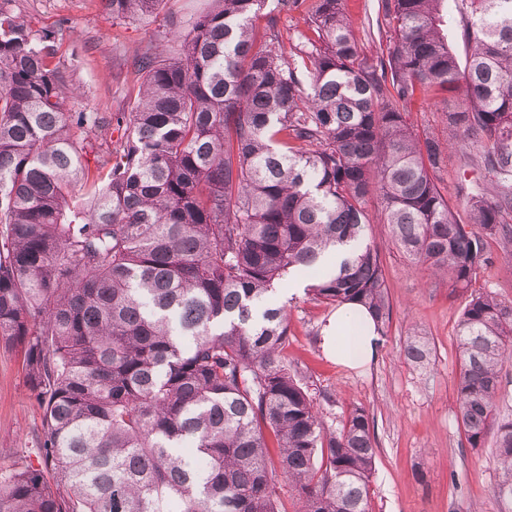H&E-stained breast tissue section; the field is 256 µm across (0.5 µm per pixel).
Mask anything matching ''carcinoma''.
I'll use <instances>...</instances> for the list:
<instances>
[{
  "label": "carcinoma",
  "mask_w": 512,
  "mask_h": 512,
  "mask_svg": "<svg viewBox=\"0 0 512 512\" xmlns=\"http://www.w3.org/2000/svg\"><path fill=\"white\" fill-rule=\"evenodd\" d=\"M115 19L158 0H103ZM146 47L120 149L111 121L70 112L36 37L0 6V340L23 351L43 407L38 465L0 473V512H370L374 428L362 408L332 430L290 372L293 272L338 307L391 319L365 201L412 266L467 289L495 237L512 253V0H464L465 61L448 44L447 0H380L387 57L360 53L343 0H277L316 38L287 46L253 22L266 0H210ZM308 81L299 78L300 70ZM459 97L451 137L405 119L419 93ZM459 146L485 181L466 222L435 174ZM94 156L90 167L88 156ZM457 418L468 447L493 438L498 497L512 501V414L501 412L512 304L470 294L457 325ZM404 353L421 363L427 341Z\"/></svg>",
  "instance_id": "1"
}]
</instances>
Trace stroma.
I'll return each mask as SVG.
<instances>
[{"label":"stroma","mask_w":512,"mask_h":512,"mask_svg":"<svg viewBox=\"0 0 512 512\" xmlns=\"http://www.w3.org/2000/svg\"><path fill=\"white\" fill-rule=\"evenodd\" d=\"M209 0H159L140 19H113L101 0H15L35 33L54 39L51 60L64 83L77 92L67 99L72 112L112 116L130 111L139 92V57L150 45L165 48L173 23L206 8ZM364 56L387 50L370 37L365 23L375 16L377 0H345ZM461 153H451L437 183L457 212H464L463 181H477ZM371 239L383 260L392 318L377 358L363 367L337 365L322 351L318 336L332 313L310 290L291 281L277 285L274 297L286 304L290 332L284 353L323 412L339 427L353 407L364 408L374 423L375 470L370 482L372 512H512V502L496 494L498 472L490 449L469 448L456 419L459 376L457 324L466 291L447 279L412 268L380 224L381 203L369 196ZM490 263L478 271L473 289H487L512 302V255L489 239ZM421 335L431 352L424 365L408 361V337ZM17 348L0 342V472L31 455L42 407L30 390Z\"/></svg>","instance_id":"obj_1"}]
</instances>
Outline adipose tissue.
Here are the masks:
<instances>
[{
  "label": "adipose tissue",
  "mask_w": 512,
  "mask_h": 512,
  "mask_svg": "<svg viewBox=\"0 0 512 512\" xmlns=\"http://www.w3.org/2000/svg\"><path fill=\"white\" fill-rule=\"evenodd\" d=\"M323 350L350 368H358L377 357L382 344L370 314L347 303L338 306L320 331Z\"/></svg>",
  "instance_id": "adipose-tissue-1"
}]
</instances>
